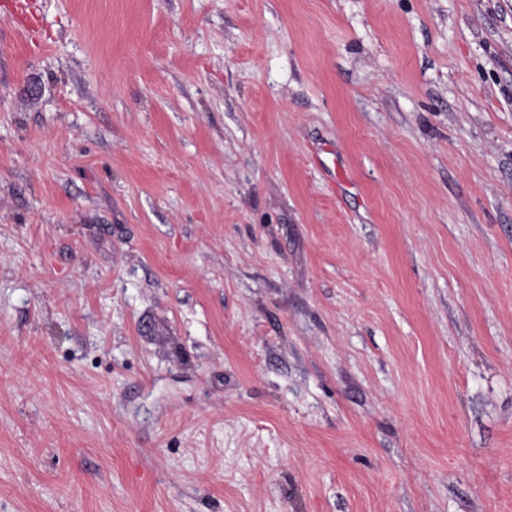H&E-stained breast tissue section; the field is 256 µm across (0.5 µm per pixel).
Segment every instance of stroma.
I'll use <instances>...</instances> for the list:
<instances>
[{
    "label": "stroma",
    "instance_id": "35a3bbf8",
    "mask_svg": "<svg viewBox=\"0 0 512 512\" xmlns=\"http://www.w3.org/2000/svg\"><path fill=\"white\" fill-rule=\"evenodd\" d=\"M0 0V512H512V0Z\"/></svg>",
    "mask_w": 512,
    "mask_h": 512
}]
</instances>
